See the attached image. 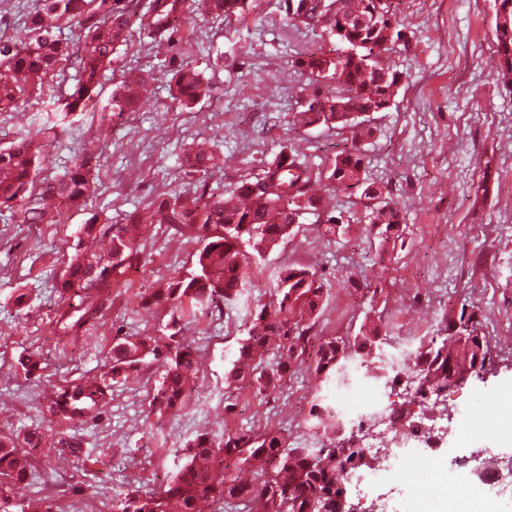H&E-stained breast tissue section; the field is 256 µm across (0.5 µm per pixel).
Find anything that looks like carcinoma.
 <instances>
[{
	"mask_svg": "<svg viewBox=\"0 0 512 512\" xmlns=\"http://www.w3.org/2000/svg\"><path fill=\"white\" fill-rule=\"evenodd\" d=\"M381 0H283L288 18L313 32L326 33L336 48L306 50L293 65L310 84L330 80L331 96L313 93L300 102L294 124H323L358 128L365 132V113L384 112L394 102L402 75L385 57L390 45L404 39L402 0H392L379 11ZM495 37L501 57L497 80L512 87V0H494ZM248 0H41L27 17L30 41L22 46L0 35V65H8L34 79L55 75L65 62L75 64L76 75L67 89L65 113L40 130L44 139L54 138L58 128L74 112H82L98 96L102 72L120 45L130 42V30L139 23L146 39L158 46L171 45L185 20L197 13L212 18L243 17ZM75 24L79 37L60 38V29ZM185 56L175 69L171 95L185 105L211 95L203 72L189 62L193 45L180 44ZM153 75L122 81L105 107L109 117L137 110L152 85ZM22 89L0 83V112L18 111ZM365 155L354 141L338 153L324 175L329 190H357L369 201L371 224L378 229L380 251L401 237L403 215L389 191L364 176ZM43 157L33 141L23 139L0 150V210L16 224H40L46 220L45 197L64 208H81L95 191L91 159L75 156L64 173L36 186L33 171ZM182 167L195 177V191L188 197L162 194L149 203L150 216L129 219L152 229L165 224L173 235L197 244L193 269L163 281L144 303L161 307L168 316L160 340L148 336H117L107 357L106 371L87 384L57 387L43 398L41 412L81 421L104 406L112 385L138 376L151 365L162 368L149 404L150 413L162 418L181 410L196 391L199 372L196 349L181 335L186 324L200 314H222L242 298L250 273L266 256L288 241L307 214L325 215L323 235L344 233L339 218L326 214L327 202L310 193L312 171L294 151L281 146L265 167L262 177L245 182L223 194L207 191L210 172L220 158L203 143L183 154ZM146 263L139 240L118 224L89 223L78 237L66 268L54 284L65 305L58 315L62 335L77 340L84 325L97 314L103 300L111 298L112 283ZM273 303H256L250 314L239 355L225 372L228 393L238 385L251 386L258 395L275 389L293 377L303 364L310 332L327 301V289L313 267L288 264L279 267L274 279ZM482 315L475 306L448 305L436 336H422L413 359L398 372L415 370L420 387L448 388L453 375H479L490 362L487 337L481 332ZM389 340L388 322L379 315L366 316L354 336H323L314 357V373L332 382L344 366L358 358L369 365L371 377L379 375L371 365L380 358ZM25 375L42 369L41 357L29 353L19 358ZM311 429L331 431L336 439L314 448L303 441H289L282 431L242 428L217 437L202 433L189 441L184 463L168 476L156 492L132 490L112 504L113 512H345L338 486V470L355 452L341 457L336 415L316 399L305 420ZM43 434L25 435L18 447L0 438V512H12L3 485L23 480L33 467L32 450L40 447ZM17 512H64L52 495L19 506Z\"/></svg>",
	"mask_w": 512,
	"mask_h": 512,
	"instance_id": "cac0c4a2",
	"label": "carcinoma"
}]
</instances>
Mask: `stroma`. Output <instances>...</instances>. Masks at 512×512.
<instances>
[{
  "instance_id": "obj_1",
  "label": "stroma",
  "mask_w": 512,
  "mask_h": 512,
  "mask_svg": "<svg viewBox=\"0 0 512 512\" xmlns=\"http://www.w3.org/2000/svg\"><path fill=\"white\" fill-rule=\"evenodd\" d=\"M249 5L243 19L196 15L182 24L213 87L211 98L191 107L169 94V48L136 40L118 47L95 104L59 128L56 138L41 142L43 179L61 175L75 152L96 153V193L81 209H49L42 224H17L0 213V436L20 438L39 430L53 437L39 450L28 478L11 485L13 503L59 488L62 505L112 512L126 490L158 488L180 467L184 444L198 433L254 426L300 439L295 421L312 400L335 397L338 390L313 370L301 369L284 387L261 395L241 386L236 412H224V373L238 354L253 304L269 300L279 266L300 263L321 274L328 298L316 336L355 335L372 309L392 317L395 337L382 352L390 365L410 362L416 338L435 334L451 296L483 310L486 335L512 331L505 321L512 316V90L494 79L500 57L493 2L403 0L407 38L388 53L402 74L401 87L390 109L373 114L372 134L362 142L367 178L387 187L404 217L394 250L374 262L377 239L369 232L365 200L354 192L327 193L329 208L346 227L343 236H323L316 216L306 215L290 240L255 271L239 303L219 316L200 315L186 329L200 355L199 394L182 411L162 418L150 414L160 373L154 366L116 387L109 403L85 422L43 417L40 402L55 386L100 375L114 337L158 335L165 312L144 308L141 298L162 280L189 271L197 249L163 225L143 234L147 264L113 286L111 301L71 345L60 336L62 304L52 284L83 224L93 218L121 224L160 193H193L194 179L180 158L198 139L209 140L224 157L208 178L216 193L256 177L281 145L293 146L316 174L351 142L350 130L292 122L307 94L335 91L328 81L307 86L292 66L297 52L330 47V40L289 26L280 0ZM134 67L152 72L153 90L135 112L113 118L109 134H101V108L123 71ZM63 93L58 77L48 76L40 90L22 96L19 111L0 112V148L34 136L58 110ZM30 352L45 363L41 378H25L18 367L19 357ZM510 387L512 354L498 347L481 377L448 393L446 401L413 403L416 417L425 421L447 408L486 417L491 427L468 440L451 435L420 449L401 462L399 480L433 487L431 471L420 463L424 457L443 462L452 480L456 458L473 449L490 457L512 455L497 445L496 427L507 419L500 406L489 403ZM73 439L82 444L76 457L64 447Z\"/></svg>"
}]
</instances>
